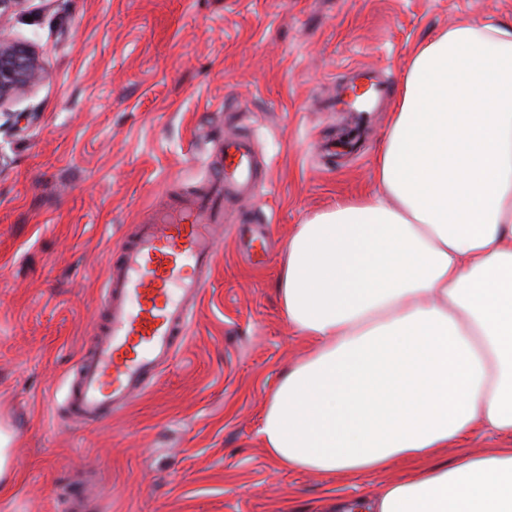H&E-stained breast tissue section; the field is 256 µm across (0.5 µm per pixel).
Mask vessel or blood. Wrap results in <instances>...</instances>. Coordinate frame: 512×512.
I'll return each instance as SVG.
<instances>
[{
    "label": "vessel or blood",
    "mask_w": 512,
    "mask_h": 512,
    "mask_svg": "<svg viewBox=\"0 0 512 512\" xmlns=\"http://www.w3.org/2000/svg\"><path fill=\"white\" fill-rule=\"evenodd\" d=\"M262 186L250 140L222 138L217 165L189 196L173 197L155 222L137 225L112 259L104 323L83 355L68 407L101 422L156 380L182 346L216 261L224 201L255 199Z\"/></svg>",
    "instance_id": "b4317fda"
}]
</instances>
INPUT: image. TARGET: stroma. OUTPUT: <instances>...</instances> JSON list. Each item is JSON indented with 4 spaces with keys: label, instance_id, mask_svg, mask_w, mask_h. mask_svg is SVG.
Returning a JSON list of instances; mask_svg holds the SVG:
<instances>
[{
    "label": "stroma",
    "instance_id": "stroma-1",
    "mask_svg": "<svg viewBox=\"0 0 512 512\" xmlns=\"http://www.w3.org/2000/svg\"><path fill=\"white\" fill-rule=\"evenodd\" d=\"M474 19L512 21V0H28L0 22L47 73L11 106L30 120L0 127V428L14 470L0 512H55L74 490L85 512H324L406 475L400 463L330 483L262 448L263 400L306 352L277 265L308 213L372 186L391 102L334 156L342 119L323 103L361 66L399 87L419 42ZM228 127L251 134L263 193L228 204L182 349L104 423L70 418L114 250L197 189Z\"/></svg>",
    "mask_w": 512,
    "mask_h": 512
}]
</instances>
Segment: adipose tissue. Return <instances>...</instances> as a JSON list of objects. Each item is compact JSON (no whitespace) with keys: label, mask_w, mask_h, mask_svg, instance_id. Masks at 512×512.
<instances>
[{"label":"adipose tissue","mask_w":512,"mask_h":512,"mask_svg":"<svg viewBox=\"0 0 512 512\" xmlns=\"http://www.w3.org/2000/svg\"><path fill=\"white\" fill-rule=\"evenodd\" d=\"M372 183L288 236L278 295L308 353L257 435L332 483L411 465L328 512H512V21L415 48ZM481 437L509 443L449 457Z\"/></svg>","instance_id":"ef3b65f1"}]
</instances>
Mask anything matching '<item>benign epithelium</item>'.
<instances>
[{"label":"benign epithelium","instance_id":"7a95c632","mask_svg":"<svg viewBox=\"0 0 512 512\" xmlns=\"http://www.w3.org/2000/svg\"><path fill=\"white\" fill-rule=\"evenodd\" d=\"M45 78L39 54L0 31V110Z\"/></svg>","mask_w":512,"mask_h":512}]
</instances>
